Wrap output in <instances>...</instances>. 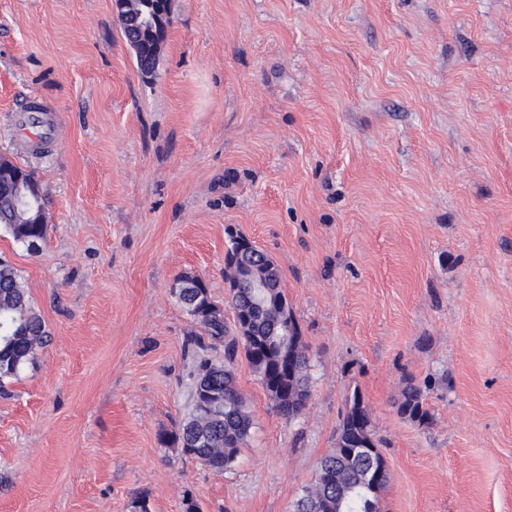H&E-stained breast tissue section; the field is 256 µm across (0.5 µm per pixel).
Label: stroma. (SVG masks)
Returning a JSON list of instances; mask_svg holds the SVG:
<instances>
[{
	"label": "stroma",
	"instance_id": "obj_1",
	"mask_svg": "<svg viewBox=\"0 0 512 512\" xmlns=\"http://www.w3.org/2000/svg\"><path fill=\"white\" fill-rule=\"evenodd\" d=\"M1 153L48 199L0 258L51 341L0 386V512H290L355 392L380 512H512V0H171L152 77L113 0H0ZM233 234L281 271L310 398L285 420L239 361L217 473L160 437L196 376L171 284L232 321ZM398 412L419 425L427 423L430 419L427 409L424 408L421 389L412 382H408L404 388Z\"/></svg>",
	"mask_w": 512,
	"mask_h": 512
}]
</instances>
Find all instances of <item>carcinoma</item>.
I'll return each mask as SVG.
<instances>
[{
  "label": "carcinoma",
  "instance_id": "1",
  "mask_svg": "<svg viewBox=\"0 0 512 512\" xmlns=\"http://www.w3.org/2000/svg\"><path fill=\"white\" fill-rule=\"evenodd\" d=\"M160 9L157 0H132V7L118 15L123 35L139 27L143 30V40L135 47L134 55L137 68L145 77L155 75L163 40L167 39L168 20H160ZM28 183H37L34 174L7 160V167L0 173V228H5L14 242L36 252L48 236L47 215L43 196L19 200L18 186ZM275 286L268 304L258 299L254 288H239L231 295L234 317L248 318L247 336L239 335L236 329L228 327L224 316L211 311L216 302L209 288L193 285L176 293L183 311L200 329L187 338V348L197 356L199 351L219 344L224 347V363L199 361L202 379L192 393L191 410L175 431L161 436V442L176 446L184 455L217 473L232 466L252 428L236 382L235 365L240 356H245L258 375L282 418L295 419L310 397V357L303 340H298L294 348L293 376H288L277 361L279 351L288 347V337L280 335L279 310L289 304L280 282H275ZM49 341L45 320L17 269L1 259L0 385L19 376ZM398 412L420 425L428 422L429 413L418 386L407 383ZM383 463L368 411L364 403L355 402L340 420L336 448L320 460L315 484L302 490L293 512H379V496L384 486L370 485L365 474Z\"/></svg>",
  "mask_w": 512,
  "mask_h": 512
}]
</instances>
